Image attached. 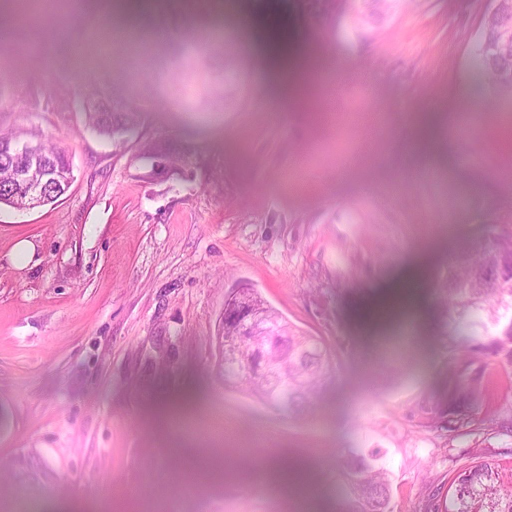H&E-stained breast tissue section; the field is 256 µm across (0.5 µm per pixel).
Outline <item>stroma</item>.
<instances>
[{
  "instance_id": "stroma-1",
  "label": "stroma",
  "mask_w": 512,
  "mask_h": 512,
  "mask_svg": "<svg viewBox=\"0 0 512 512\" xmlns=\"http://www.w3.org/2000/svg\"><path fill=\"white\" fill-rule=\"evenodd\" d=\"M485 6L404 0L357 26L327 0H153L128 27L90 0H0V126L39 127L74 174L55 204L0 207V512H344L338 448L388 469L392 512H432L480 456L512 479V371L488 366L458 430L432 426L418 407L446 401L444 316L426 291L381 306L480 227L512 230V94L472 68ZM257 12L314 61L306 104L274 102L242 24ZM352 67L371 80L338 82ZM71 88L138 127L98 135ZM241 287L323 340L332 380L311 411L225 383ZM270 461L307 484L281 488Z\"/></svg>"
}]
</instances>
